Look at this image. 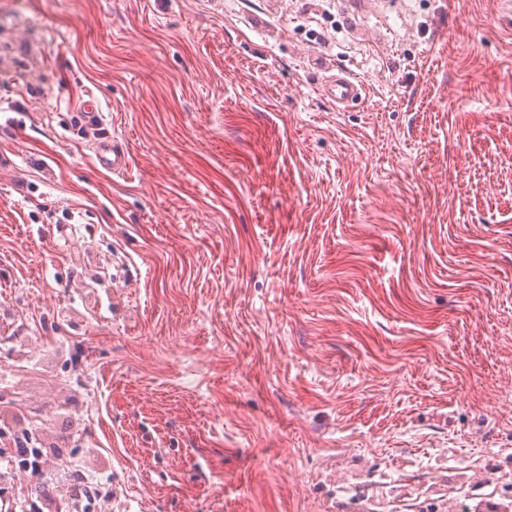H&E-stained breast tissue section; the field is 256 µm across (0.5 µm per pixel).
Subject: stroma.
Here are the masks:
<instances>
[{"mask_svg":"<svg viewBox=\"0 0 512 512\" xmlns=\"http://www.w3.org/2000/svg\"><path fill=\"white\" fill-rule=\"evenodd\" d=\"M502 2L0 0V409L55 484L111 480L103 512L512 504ZM362 82L356 78L340 73L329 78L323 85V92L340 105H348L356 101L362 91ZM94 160L97 166L113 174L126 172L130 164L127 152L106 137L95 143Z\"/></svg>","mask_w":512,"mask_h":512,"instance_id":"stroma-1","label":"stroma"}]
</instances>
